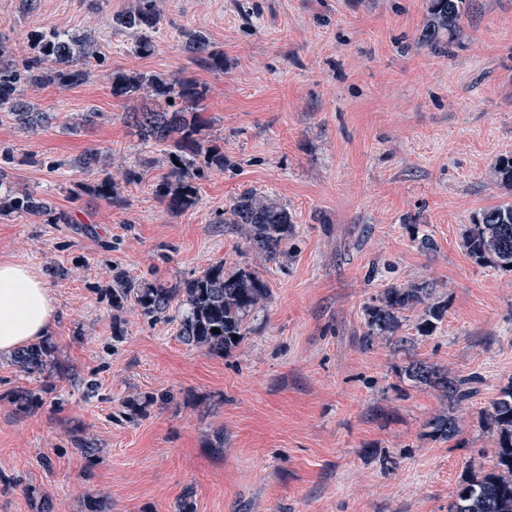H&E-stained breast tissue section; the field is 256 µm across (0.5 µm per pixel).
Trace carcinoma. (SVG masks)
<instances>
[{
  "label": "carcinoma",
  "mask_w": 512,
  "mask_h": 512,
  "mask_svg": "<svg viewBox=\"0 0 512 512\" xmlns=\"http://www.w3.org/2000/svg\"><path fill=\"white\" fill-rule=\"evenodd\" d=\"M160 0H133L130 8L112 18L116 27L136 35L135 51L148 55L155 49L154 34L162 13ZM466 0H429L426 22L419 39L435 48H446L460 29ZM182 49L213 70H224V51L217 49L197 31L182 33ZM29 53L17 57L0 41V112L25 131L49 129L56 118L39 109L27 96V88L54 86L67 90L91 75L90 62H102L96 39L90 33L38 30L27 33ZM112 95L136 99L141 105L130 118L141 141L164 146L166 176L155 184L153 193L166 209L181 213L198 202V184L214 170H224V153L212 144L201 117L207 96L205 87L181 74L167 76L144 73L112 75ZM87 173L108 166V155L94 150L79 159ZM493 176L512 187V156L498 158ZM141 180V170L119 167L98 180L81 182V193L107 203L120 200L124 184ZM23 213L44 214L53 224L68 223L63 213H55L44 200L30 192H19L0 176V217ZM221 222L241 227L249 248L257 259L268 262L283 253L294 226L285 205L264 191L251 190L236 197L222 213ZM464 244L478 261L512 270V203L484 209L465 230ZM446 284L425 280L394 286L373 298L365 307L368 332L365 342L389 339L401 326L400 314L423 309L419 331L431 332L448 309L440 301ZM112 306L126 304L152 321L178 313L177 336L188 346L204 348L222 356L237 347L244 336L247 319L267 307L270 292L258 271L226 270L215 263L201 274L173 284L136 280L124 272L112 275ZM219 332L214 333L212 329ZM19 371L47 380L55 362L53 347L45 343L27 345L13 354ZM406 379L416 386L441 392L451 406L469 402L476 394L475 376H452L443 367L413 361L405 369ZM493 429L496 461L493 468L459 482L448 512H512V383L500 391L487 417ZM427 435L451 441L459 433L457 417L442 410L425 423Z\"/></svg>",
  "instance_id": "carcinoma-1"
}]
</instances>
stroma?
<instances>
[{"label":"stroma","instance_id":"obj_1","mask_svg":"<svg viewBox=\"0 0 512 512\" xmlns=\"http://www.w3.org/2000/svg\"><path fill=\"white\" fill-rule=\"evenodd\" d=\"M131 2L0 0V40L16 55L28 32L56 29L92 31L105 57L86 82L33 93L51 128L26 132L0 112V150L14 157L0 172L68 217L0 219V262L29 266L57 309L49 388L0 356V512H88L91 499L176 512L185 497L196 512H448L459 482L492 465L486 415L512 382V271L463 242L481 209L512 202L492 176L512 153V0H470L445 54L419 40L428 0H162L146 57L112 25ZM186 30L223 50V70L182 51ZM117 71H181L207 89L224 168L185 212L153 193L167 167L127 124L136 102L113 97ZM80 112L94 122L70 129ZM90 150L139 165L123 205L73 195ZM249 189L275 195L295 226L287 254L261 266L220 221ZM424 232L433 250L419 247ZM220 261L259 270L270 289L228 354L182 344L176 319L112 306L113 272L173 283ZM428 279L446 285L436 331L419 335L413 311L406 343L365 345L371 298ZM416 359L482 378L452 441L425 433L446 400L406 380ZM18 388L40 397L28 412L1 398Z\"/></svg>","mask_w":512,"mask_h":512}]
</instances>
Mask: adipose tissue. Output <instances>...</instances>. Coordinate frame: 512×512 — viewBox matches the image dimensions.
Wrapping results in <instances>:
<instances>
[{
    "label": "adipose tissue",
    "mask_w": 512,
    "mask_h": 512,
    "mask_svg": "<svg viewBox=\"0 0 512 512\" xmlns=\"http://www.w3.org/2000/svg\"><path fill=\"white\" fill-rule=\"evenodd\" d=\"M55 316L47 287L29 267L0 263V355L49 334Z\"/></svg>",
    "instance_id": "ef3b65f1"
}]
</instances>
